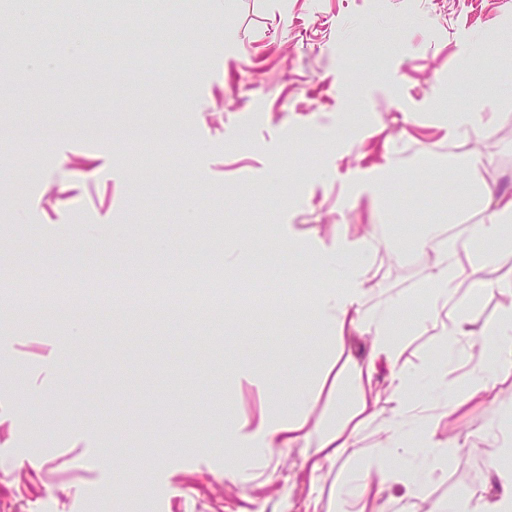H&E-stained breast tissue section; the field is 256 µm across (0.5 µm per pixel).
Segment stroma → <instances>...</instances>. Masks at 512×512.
<instances>
[{
	"mask_svg": "<svg viewBox=\"0 0 512 512\" xmlns=\"http://www.w3.org/2000/svg\"><path fill=\"white\" fill-rule=\"evenodd\" d=\"M103 51L93 59L97 92L87 98L82 68L64 83L45 87L19 77L10 116L0 130L69 125L86 120L87 140H59L43 158L15 156L0 164V200L20 196L23 212L0 225V252L20 275H52L60 262L115 258L121 271L113 307L74 346L69 372L45 354L67 325L43 319L27 301L0 305V512H87L91 497L142 503L145 512H331L355 461L310 473L321 449L283 448L267 458L244 455L224 435L213 412L215 391L241 416H257L265 394L234 383L230 371L251 366L272 383L280 400L296 384L321 387L312 414L318 432L351 410L349 387L336 375L348 358L366 357V336L331 337L312 321L285 314L282 302L313 296L305 272L289 275L290 261L267 263L271 229L294 225L301 238L330 237L337 225L369 223L368 201L349 208L348 187L367 181L380 160L384 136L400 135L402 182L385 205L388 230L415 233L420 224L448 221L454 184L449 160L479 155L483 176L512 191V69L463 61L512 27V0H113L112 23L97 28ZM220 48L208 67L195 64L210 37ZM159 73L145 83L139 58ZM194 88L191 111L181 91ZM482 104L501 119L483 139L449 142L438 113ZM412 123H405V113ZM165 114L183 121L187 137L177 158L152 163L142 142L143 166L128 167L124 130ZM195 223H184L187 198ZM106 227L125 224L128 237L85 236L81 219ZM253 240L256 282L284 280L265 297L225 285L241 305L263 304L264 317L171 316L149 325L121 318L129 297H144L152 277L182 278L223 243L226 234ZM166 235L188 247L179 260L156 256L150 245ZM429 260L383 258L380 283L367 308L426 296ZM459 296L473 330L497 321L495 292ZM401 363L425 372L440 327L420 325L411 312ZM512 373L439 424L440 438L459 449L438 466L432 481L409 488L391 473L367 480L368 512H435L463 498H488L489 466L502 450L486 446L488 429L512 430ZM115 464L105 467V455Z\"/></svg>",
	"mask_w": 512,
	"mask_h": 512,
	"instance_id": "1",
	"label": "stroma"
}]
</instances>
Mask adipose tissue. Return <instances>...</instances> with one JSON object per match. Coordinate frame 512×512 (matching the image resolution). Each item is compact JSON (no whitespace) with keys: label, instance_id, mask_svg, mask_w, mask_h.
Here are the masks:
<instances>
[{"label":"adipose tissue","instance_id":"1","mask_svg":"<svg viewBox=\"0 0 512 512\" xmlns=\"http://www.w3.org/2000/svg\"><path fill=\"white\" fill-rule=\"evenodd\" d=\"M496 113L478 108L448 112L443 124L449 141L476 137L493 127ZM399 147L394 141L384 144L383 161L370 171L369 184L355 185L349 196L360 201L363 196L379 197L395 186L399 167L395 159ZM480 158L467 162V175L456 177L460 203L490 214L485 224L470 225L464 234L443 238L440 225H427L422 236L404 239L378 236L377 227L365 225L351 230L338 225L329 238L301 239L295 228L275 230L266 244L274 256H288L294 265H307L321 283L313 299L293 300L289 306L310 316L334 336H370L372 343L366 361L355 364L347 382L355 396V409L341 417L335 428L315 436L311 413L320 398L315 390L297 389L289 412L271 403L255 418L241 417L226 409L224 430L231 433L237 447L246 454L267 456L280 448H304L309 442L333 448L337 453L354 450L357 469L363 477H383L393 468L400 449L411 450L420 458L417 466L405 468L403 476L409 486L426 481L439 460L447 458L454 443L438 439L440 420L464 402L478 398L493 388L501 373L512 371V281L496 284L505 296L498 321L481 331L467 327L464 308L457 297L459 288L475 282L483 265L501 252L512 253V193H495L478 174ZM414 248L433 254L427 279L428 294L419 310L420 323L442 325L443 344L430 357L431 385L447 382L443 397L426 402L418 380L400 365L404 333L397 325L398 305L380 313L364 307L366 289L373 284L379 251L399 253ZM389 368L387 386L376 391L374 378L378 362ZM456 380H449L451 372ZM384 416L380 436L371 448L358 447L362 429L377 416ZM492 472L498 490L483 505L471 501L449 503L448 512H512V467L493 463Z\"/></svg>","mask_w":512,"mask_h":512}]
</instances>
